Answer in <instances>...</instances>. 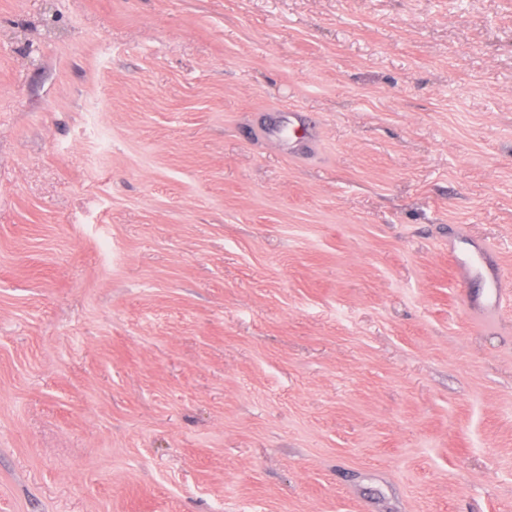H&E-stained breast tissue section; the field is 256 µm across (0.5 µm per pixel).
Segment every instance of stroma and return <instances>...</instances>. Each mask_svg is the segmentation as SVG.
<instances>
[{
    "label": "stroma",
    "instance_id": "obj_1",
    "mask_svg": "<svg viewBox=\"0 0 512 512\" xmlns=\"http://www.w3.org/2000/svg\"><path fill=\"white\" fill-rule=\"evenodd\" d=\"M0 512H512V0H0Z\"/></svg>",
    "mask_w": 512,
    "mask_h": 512
}]
</instances>
